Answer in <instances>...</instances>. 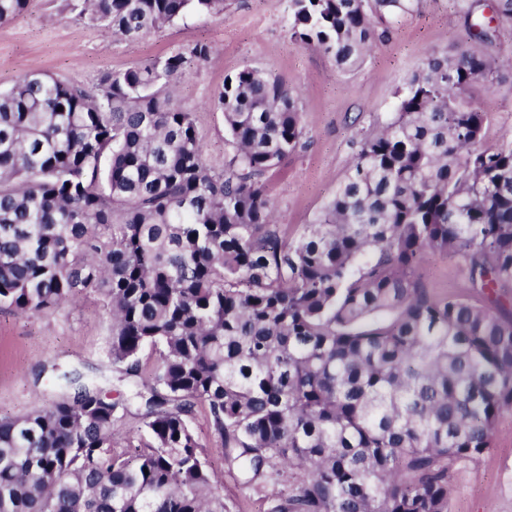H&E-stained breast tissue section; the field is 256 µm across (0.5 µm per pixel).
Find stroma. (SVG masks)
Segmentation results:
<instances>
[{
  "instance_id": "35a3bbf8",
  "label": "stroma",
  "mask_w": 512,
  "mask_h": 512,
  "mask_svg": "<svg viewBox=\"0 0 512 512\" xmlns=\"http://www.w3.org/2000/svg\"><path fill=\"white\" fill-rule=\"evenodd\" d=\"M479 15L494 35L483 52L499 63L494 80L473 84L465 97L489 121L483 143L512 138V22ZM290 0H224L219 16L189 15L160 32L128 41L68 16L63 0H30L15 20L0 25V91L22 76L41 71L74 82H93L105 70H123L198 42L209 43L208 62L185 71L180 101L196 119L208 161L222 167L229 136L222 113L210 101L225 78L253 67L283 82L298 96L304 135L297 151L267 176L275 221L297 236L335 193L359 150L358 130L378 128L391 112L410 76L433 53L469 44L468 28L456 0H416L412 11L387 18L383 37L352 70L315 47L295 43L289 33ZM417 274L437 296L467 293L466 273L457 258L427 253ZM109 318L103 301L88 296L40 314L0 308V416H15L47 405L63 394L61 375L77 370L127 405L120 435L143 433L131 384L105 359ZM191 429L213 472L214 488L230 512H269L284 484L256 489L225 459L205 407L196 406ZM449 512H512V411L503 413L491 451L459 467L452 477Z\"/></svg>"
}]
</instances>
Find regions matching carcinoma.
<instances>
[{
  "label": "carcinoma",
  "instance_id": "1",
  "mask_svg": "<svg viewBox=\"0 0 512 512\" xmlns=\"http://www.w3.org/2000/svg\"><path fill=\"white\" fill-rule=\"evenodd\" d=\"M28 2L0 0V24ZM413 2L291 0L290 35L352 69L374 21ZM65 10L134 40L224 0ZM211 54L198 42L89 85L32 72L0 92V306L100 297L146 428L118 443L122 406L63 374L62 399L0 417V512H229L189 423L198 405L247 482L298 475L270 512H448L451 473L512 410V139L482 146L487 115L464 99L493 63L472 46L429 56L290 239L266 177L300 144L297 98L255 68L227 78L215 168L176 95ZM429 251L456 256L484 301L433 296L416 274Z\"/></svg>",
  "mask_w": 512,
  "mask_h": 512
}]
</instances>
